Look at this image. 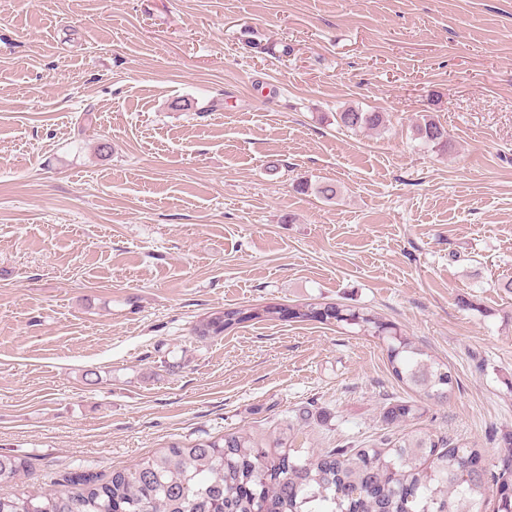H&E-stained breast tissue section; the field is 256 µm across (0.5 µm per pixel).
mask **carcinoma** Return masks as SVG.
I'll use <instances>...</instances> for the list:
<instances>
[{
  "label": "carcinoma",
  "mask_w": 512,
  "mask_h": 512,
  "mask_svg": "<svg viewBox=\"0 0 512 512\" xmlns=\"http://www.w3.org/2000/svg\"><path fill=\"white\" fill-rule=\"evenodd\" d=\"M336 123L350 130L388 127L384 112L347 108ZM421 143L448 151V131L430 115L413 127ZM318 322L349 326L387 342L392 376L415 392L444 399L454 386L448 367L416 346L396 324L340 303L228 306L200 320L201 337L221 336L247 322ZM421 414L414 401L384 412L390 424ZM291 429L262 445L246 430L174 442L141 460L132 471L108 474L80 468L65 488L0 496V512H478L488 485L496 487V512H512V462L488 476L477 448L453 445L427 433L386 437L380 445L324 448L304 459L290 456ZM28 469L24 458L0 454V480Z\"/></svg>",
  "instance_id": "obj_1"
}]
</instances>
